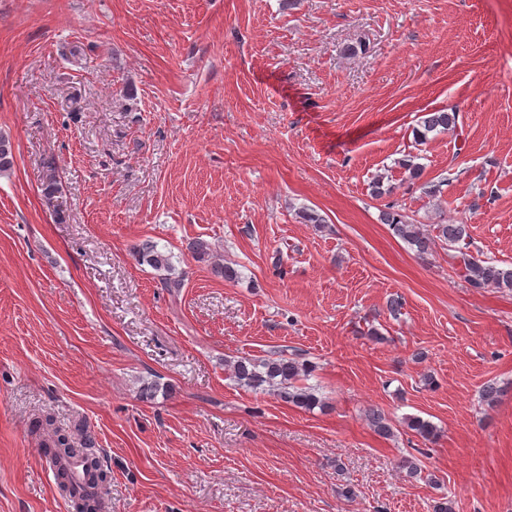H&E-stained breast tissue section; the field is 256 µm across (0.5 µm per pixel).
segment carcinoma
I'll return each instance as SVG.
<instances>
[{
  "mask_svg": "<svg viewBox=\"0 0 512 512\" xmlns=\"http://www.w3.org/2000/svg\"><path fill=\"white\" fill-rule=\"evenodd\" d=\"M457 114L454 112H428L420 121L416 131L419 142H424L427 135L436 130L451 131L456 128ZM13 168L12 144L7 136L0 134V175L8 174ZM383 220L389 224L394 234L403 239L418 254L431 250L432 245L441 241L450 247L464 244L460 252L464 277L471 288L482 291L489 288L512 289V266L498 265L492 261L482 260L465 252L469 248V230L465 224H437L434 233H426L416 224L407 222L402 214L389 210ZM192 255L199 261L211 262L215 275L232 281L238 278L237 270L229 265L214 260L211 245L204 240H197L190 246ZM137 260L152 267L159 273L165 287L177 290L183 286V278L175 275L173 255L157 248V245L145 240L134 248ZM228 367L234 381L254 392L271 393L282 402L311 410L322 405L321 400L311 387L297 385L308 375L306 365L296 357L286 354L271 355L263 359L239 357L229 362ZM371 426L382 435L391 434V426L381 411L372 409L368 413ZM407 427L425 440H432L437 435L436 426L421 417L407 419ZM95 437L88 431L81 434L79 441L72 436L55 430V439L51 445L50 461L59 465L55 478L61 490L70 499L74 512H102L104 502L101 495L103 476L100 461L95 455ZM74 456H80L85 463V483L79 485L70 469L60 464Z\"/></svg>",
  "mask_w": 512,
  "mask_h": 512,
  "instance_id": "cac0c4a2",
  "label": "carcinoma"
}]
</instances>
